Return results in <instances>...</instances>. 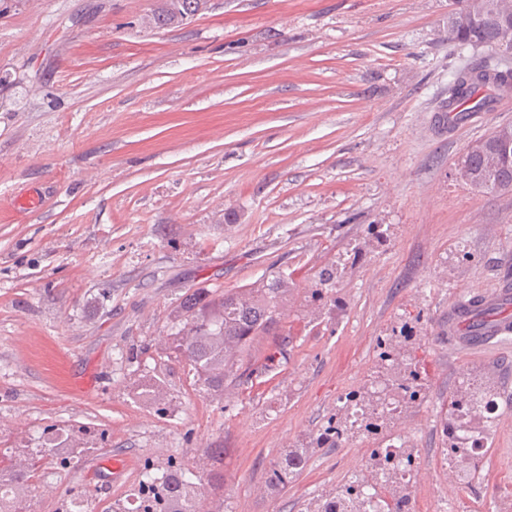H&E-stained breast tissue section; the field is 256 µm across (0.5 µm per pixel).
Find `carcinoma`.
I'll use <instances>...</instances> for the list:
<instances>
[{
	"mask_svg": "<svg viewBox=\"0 0 512 512\" xmlns=\"http://www.w3.org/2000/svg\"><path fill=\"white\" fill-rule=\"evenodd\" d=\"M208 0H159L151 22L158 27L178 26L207 8ZM502 39V18L490 10L467 27L453 22L448 14V40L460 48L482 44L498 49ZM512 90V72L496 65L478 63L452 74L448 85V99L440 111L446 120L457 122L471 112H487L502 94ZM493 139L466 152L464 162L470 179L468 185L482 191H512V157L503 158L491 169L490 151ZM346 273V261L322 269L317 274L315 287L309 289L302 311L324 310L338 305L336 285ZM299 284L292 276L271 272L247 288L224 290L198 288L187 295L173 316L175 331L165 338L168 357L185 362L195 373L205 390L216 395L240 385L248 372L254 371L252 347L265 336H274L288 316ZM382 360L388 362L390 384L380 390L363 388L354 394L369 419L367 429L376 431L382 426L385 412L382 406L388 400L397 404L415 401L400 392L401 382L408 377L420 379L416 366L405 353L387 346ZM492 381L480 378L460 387L454 401L448 433V455L472 461L465 444L466 437L458 435L465 425L486 435L491 423H472L470 404L490 392ZM392 454L382 443L372 449L371 464L366 471L354 477L343 489L334 491L316 504L313 512H368L367 501L352 494V486L363 481L377 489H387L391 500L399 502L408 497L406 485L397 481V470L390 465ZM309 458L308 446L286 448L268 471L267 485L272 490L286 486L302 471ZM67 462L55 448H40L27 454L24 462L0 460V512H28L25 489L40 477L43 464ZM115 512H201L195 483L179 466L169 465L162 473L147 468L143 479L132 494L130 506L116 507Z\"/></svg>",
	"mask_w": 512,
	"mask_h": 512,
	"instance_id": "obj_1",
	"label": "carcinoma"
}]
</instances>
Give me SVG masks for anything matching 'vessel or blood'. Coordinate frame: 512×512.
I'll return each mask as SVG.
<instances>
[{"label": "vessel or blood", "instance_id": "b4317fda", "mask_svg": "<svg viewBox=\"0 0 512 512\" xmlns=\"http://www.w3.org/2000/svg\"><path fill=\"white\" fill-rule=\"evenodd\" d=\"M448 331L459 346L474 349L512 340V282L458 301L448 313Z\"/></svg>", "mask_w": 512, "mask_h": 512}]
</instances>
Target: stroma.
<instances>
[{"instance_id":"35a3bbf8","label":"stroma","mask_w":512,"mask_h":512,"mask_svg":"<svg viewBox=\"0 0 512 512\" xmlns=\"http://www.w3.org/2000/svg\"><path fill=\"white\" fill-rule=\"evenodd\" d=\"M156 6L0 0V453L79 452L29 489L33 512H108L170 461L218 467L223 512H306L373 439L312 447L279 493L267 469L335 426L400 334L423 384L394 427L420 462L418 512H495L512 499V342L458 353L444 329L461 295L512 277V191L454 176L512 124V96L448 125L439 106L452 70L499 54L449 42L456 0H209L165 29ZM356 245L329 319L286 317L253 352L276 368L231 396L166 356L186 293L278 269L306 285ZM469 372L497 377L506 409L463 489L444 426ZM150 378L162 401L140 397Z\"/></svg>"}]
</instances>
